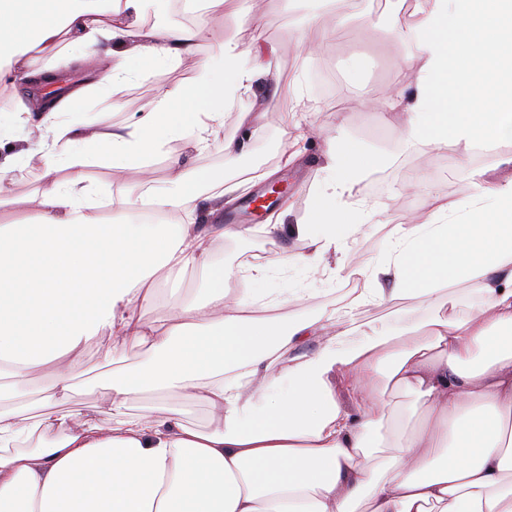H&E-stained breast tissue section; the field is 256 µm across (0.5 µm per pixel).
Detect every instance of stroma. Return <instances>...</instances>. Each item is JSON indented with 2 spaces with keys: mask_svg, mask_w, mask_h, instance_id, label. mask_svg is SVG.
<instances>
[{
  "mask_svg": "<svg viewBox=\"0 0 512 512\" xmlns=\"http://www.w3.org/2000/svg\"><path fill=\"white\" fill-rule=\"evenodd\" d=\"M251 5L252 0H226L223 15L212 22V37H235L246 62L259 58L273 61L278 89L272 92L265 84H256L250 95L228 106L224 135L239 138V113L259 108L267 112L266 121L232 167H225L220 147L199 152L180 142L172 143L168 155L152 158L150 165L160 181L166 178L174 158L195 167L225 169L232 179L252 170L273 171L272 181H252L246 193L258 198L266 194L270 183L285 187L284 231L274 236L265 232L269 213L248 218L251 234L224 240L215 258L218 263L236 267L254 261L268 266L267 280L256 289L257 315L302 320L324 308L341 316L352 299L368 288V281L357 276L334 278L321 271L305 273L283 261L294 246L288 227L318 205L316 191L328 144L334 142L383 160L360 179L350 201L358 229L348 236L347 248L361 267L371 269L379 263L395 225L408 223L417 214L431 215L450 203L470 211L474 188L467 168L486 169L488 179L495 182L512 179V165L498 162L501 154L512 153V143L498 144L485 156L470 153L462 164L450 153L406 147L398 114L361 107L359 95L363 92L379 95L396 83L403 93L411 91L407 81L410 71L402 66L409 49L392 37L391 30L413 21L414 0H343L333 11L322 7L319 0H267L263 28L258 33L237 28L234 23V11ZM310 25L332 33L325 48L312 55L300 45L301 33ZM196 62V57L189 56L164 69L133 60L139 77L124 90L121 106H113L106 97L96 99L84 107V121H93L102 112L109 113L116 124L132 121L160 91L188 81ZM311 122L323 129V136H307ZM297 141L302 144L301 154L293 162H284V150ZM40 177V170L33 166L13 171L6 192L0 194V214L23 209L25 200L39 187ZM285 292L294 294L295 299L283 310L274 302ZM106 347L103 341L87 345L83 355L86 372L77 378L66 404L67 409L101 424L106 421L101 412L103 383L111 368L102 361ZM53 377L54 370L48 365L26 377L0 382V406L38 415L42 411L41 392L52 384ZM163 402L181 409L188 426L203 429L211 421L207 405L174 392L163 396L146 391L132 397L128 406L130 412L140 413Z\"/></svg>",
  "mask_w": 512,
  "mask_h": 512,
  "instance_id": "1",
  "label": "stroma"
}]
</instances>
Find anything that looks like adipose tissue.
Wrapping results in <instances>:
<instances>
[{
	"mask_svg": "<svg viewBox=\"0 0 512 512\" xmlns=\"http://www.w3.org/2000/svg\"><path fill=\"white\" fill-rule=\"evenodd\" d=\"M147 3L0 0V82L54 80L99 47L107 62L95 82L42 111L22 99L0 111V191L32 162L42 180L30 207L0 217V368H55L49 409L35 421L0 409V512H512V180L469 169L478 209L461 221L442 213L397 225L366 270L349 259L355 226L345 207L366 164L328 151L323 204L292 227L300 248L286 261L372 286L340 322L326 310L295 322L254 315L266 264H249L250 286L238 290L235 270L213 262L218 242L251 232L216 221L246 181L175 160L162 185L148 179L143 191L113 197L137 219L105 223L96 202L86 172L95 155L111 169L143 165L184 141L201 151L221 144L233 163L245 143L223 139L224 110L276 76L272 64L243 63L225 39L133 122L74 118L89 98H117L136 76L131 57L156 67L193 54L224 10V0H187L196 22L165 28L144 23ZM414 13L396 32L416 66L413 93L366 96L362 106L400 110L406 143L461 159L474 144L511 140L502 102L512 101V0H415ZM28 124L37 141L11 149ZM190 267L208 284L204 297L145 319L158 272ZM459 283L481 296L463 314L441 295ZM392 298L413 300L426 317L389 324L355 313ZM105 338V361L132 348L145 358L110 373L103 426L61 404L85 346ZM391 384L426 407L411 431L387 426ZM173 388L211 409L206 429L166 404L129 413L131 396Z\"/></svg>",
	"mask_w": 512,
	"mask_h": 512,
	"instance_id": "ef3b65f1",
	"label": "adipose tissue"
}]
</instances>
